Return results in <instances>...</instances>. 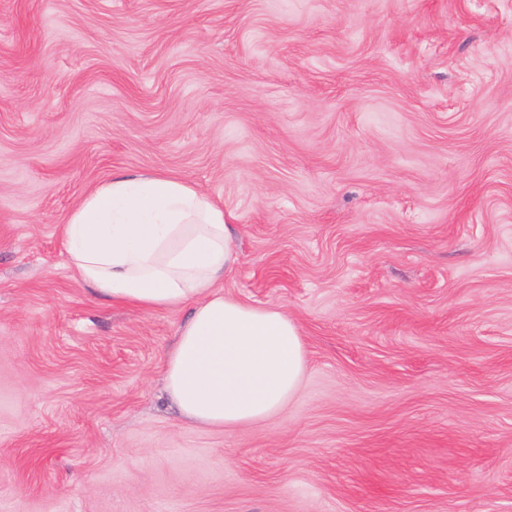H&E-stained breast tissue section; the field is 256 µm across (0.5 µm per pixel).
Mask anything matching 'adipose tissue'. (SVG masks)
Here are the masks:
<instances>
[{
    "instance_id": "ef3b65f1",
    "label": "adipose tissue",
    "mask_w": 512,
    "mask_h": 512,
    "mask_svg": "<svg viewBox=\"0 0 512 512\" xmlns=\"http://www.w3.org/2000/svg\"><path fill=\"white\" fill-rule=\"evenodd\" d=\"M70 264L112 302L189 308L164 365L184 418L236 427L267 419L297 392L305 364L295 322L225 296L237 255L224 210L190 182L118 173L86 192L63 226Z\"/></svg>"
}]
</instances>
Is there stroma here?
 I'll return each mask as SVG.
<instances>
[{
    "label": "stroma",
    "instance_id": "stroma-1",
    "mask_svg": "<svg viewBox=\"0 0 512 512\" xmlns=\"http://www.w3.org/2000/svg\"><path fill=\"white\" fill-rule=\"evenodd\" d=\"M121 171L299 326L273 417L186 422L189 309L69 266ZM0 512H512V0H0Z\"/></svg>",
    "mask_w": 512,
    "mask_h": 512
}]
</instances>
